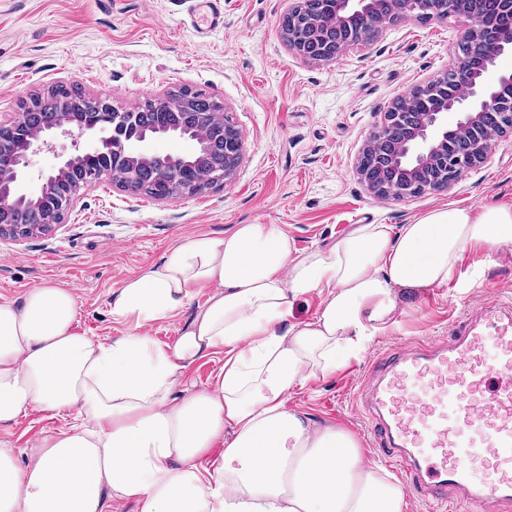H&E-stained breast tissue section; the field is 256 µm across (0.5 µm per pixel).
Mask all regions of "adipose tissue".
<instances>
[{
  "instance_id": "obj_1",
  "label": "adipose tissue",
  "mask_w": 512,
  "mask_h": 512,
  "mask_svg": "<svg viewBox=\"0 0 512 512\" xmlns=\"http://www.w3.org/2000/svg\"><path fill=\"white\" fill-rule=\"evenodd\" d=\"M511 245L505 205L435 208L395 234L360 224L304 255L281 225L239 224L126 279L109 314L135 330L109 342L76 332L67 288L0 302V429L32 410L79 417L38 437L25 463L0 441V512H402L401 488L354 437L290 410L288 393L397 327L402 301L447 283L466 248ZM194 287L210 289L206 304L156 345L144 326L173 318ZM313 292L314 320L293 321ZM217 354L214 383L181 392L186 369Z\"/></svg>"
}]
</instances>
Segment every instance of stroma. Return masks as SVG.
<instances>
[{"label":"stroma","instance_id":"1","mask_svg":"<svg viewBox=\"0 0 512 512\" xmlns=\"http://www.w3.org/2000/svg\"><path fill=\"white\" fill-rule=\"evenodd\" d=\"M221 5L223 26L202 31L194 0H0V114L59 84L123 107L179 87L202 89L223 100L246 148L224 187L158 201L128 197L104 178L54 231L0 241V300L19 299L40 284L71 288L78 332L109 341L130 330L109 314L122 282L161 263L185 238L220 237L238 224H279L307 253L359 224L396 229L440 206L512 205V137L497 140L489 163L439 194L382 200L354 171L365 134L391 103L447 71L465 19L391 23L370 45L322 64L299 59L284 41L279 21L287 0ZM511 298L512 248H467L447 284L402 311L399 330L377 337L332 374L295 386L288 407L346 429L364 459L377 462L360 407L374 357L442 338L454 318ZM61 425L35 410L0 439L23 462L36 437Z\"/></svg>","mask_w":512,"mask_h":512}]
</instances>
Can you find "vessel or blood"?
<instances>
[{"mask_svg":"<svg viewBox=\"0 0 512 512\" xmlns=\"http://www.w3.org/2000/svg\"><path fill=\"white\" fill-rule=\"evenodd\" d=\"M370 441L427 501L512 512V314L488 306L446 338L401 345L370 363ZM485 477L473 482L470 464Z\"/></svg>","mask_w":512,"mask_h":512,"instance_id":"b4317fda","label":"vessel or blood"}]
</instances>
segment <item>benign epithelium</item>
<instances>
[{"mask_svg":"<svg viewBox=\"0 0 512 512\" xmlns=\"http://www.w3.org/2000/svg\"><path fill=\"white\" fill-rule=\"evenodd\" d=\"M486 4L487 0H331L329 20L319 21L303 18L304 8L312 5V0H292L282 27L288 30L289 49L305 61H332L346 47L366 42L363 29L383 28L395 20L462 15L470 21L457 42L444 84L435 88L434 107L428 112L407 111L425 88L417 85L398 96L364 136L355 172L374 196L404 200L444 192L491 158L493 142L512 136V72L498 69V59L512 54V0H495L501 18L492 25L485 21ZM159 101L167 111L155 128L144 127L136 109L120 111L107 101L100 105L101 113L95 119L67 111L58 122L33 128L20 112L0 119V128L6 129L0 134V240L19 242L57 226L54 215L38 210L32 212L28 224L8 222L10 213L30 201L21 181L32 156L40 149L56 151L53 138L57 134L74 141L88 135L92 141L72 154H57L58 164L41 175L42 195L89 157L97 161L106 177L111 176L114 161L123 163L125 175L115 185L136 197L141 191L136 178L139 169L158 156L154 143L167 137L193 141L198 154L194 161L184 156L171 158L170 198L187 190L204 191L229 183L244 157L242 135L224 137V172L205 176L200 161L211 151L212 141L206 129L192 119V98L186 95L169 102L161 97ZM450 113L457 115L451 128L447 122ZM90 186L88 181H76L60 199L61 207L73 210Z\"/></svg>","mask_w":512,"mask_h":512,"instance_id":"7a95c632","label":"benign epithelium"}]
</instances>
